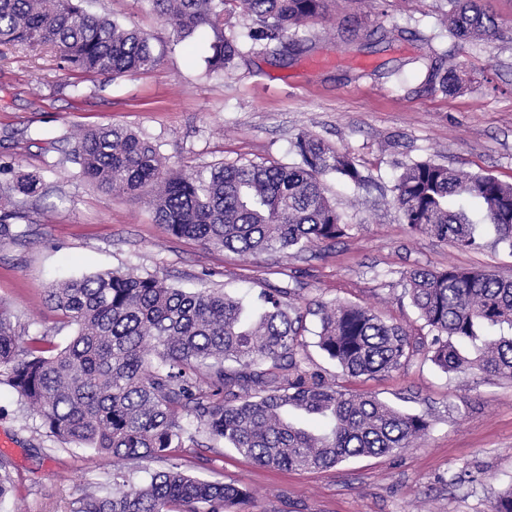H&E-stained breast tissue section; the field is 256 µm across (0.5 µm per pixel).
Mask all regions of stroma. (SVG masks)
Wrapping results in <instances>:
<instances>
[{"label": "stroma", "instance_id": "stroma-1", "mask_svg": "<svg viewBox=\"0 0 512 512\" xmlns=\"http://www.w3.org/2000/svg\"><path fill=\"white\" fill-rule=\"evenodd\" d=\"M83 6L153 35L165 53L155 68L108 78L65 68L49 49H0V165L42 176L39 192L14 205L19 236L0 242V308L26 335L67 344L75 328L47 304L48 286L109 270L156 274L187 291L291 288L299 306L361 304L416 335L422 322L405 272L453 265L512 277V250L496 244L492 227H481L480 250L461 251L411 232L392 202L404 166L421 160L512 183V0H486L501 31L491 43L451 37L448 0H337L328 21L308 23L282 54L257 45L215 73L205 63L210 29L179 42L152 0ZM438 60L459 75V88L423 85L425 66ZM111 124L188 172L288 164L297 136L311 132L353 157L365 178L324 180L351 229L282 261L173 236L145 200L78 176L75 136ZM318 329L307 315L306 352L329 379L425 416L429 428L414 447L323 470L264 468L221 443L177 448L174 457L194 475L247 488L244 512H492L512 484V380L447 374L419 358L353 379L324 357ZM1 438L13 491L0 512H75L85 495L112 486L111 458L49 436L5 384Z\"/></svg>", "mask_w": 512, "mask_h": 512}]
</instances>
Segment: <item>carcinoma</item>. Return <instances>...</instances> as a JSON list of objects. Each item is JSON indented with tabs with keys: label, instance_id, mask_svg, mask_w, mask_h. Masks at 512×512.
Instances as JSON below:
<instances>
[{
	"label": "carcinoma",
	"instance_id": "1",
	"mask_svg": "<svg viewBox=\"0 0 512 512\" xmlns=\"http://www.w3.org/2000/svg\"><path fill=\"white\" fill-rule=\"evenodd\" d=\"M83 0H0V45H50L68 68L114 78L156 66L162 53L135 27L88 13ZM332 0H153L183 40L213 33V70L242 56L224 37V5L253 20L249 38L277 44L310 21L327 20ZM448 33L459 41L492 42L499 26L483 0H448ZM424 81L450 91L457 75L426 68ZM299 161L285 165H222L190 174L169 170L157 149L124 127L94 128L73 147L79 176L109 191L146 197L155 222L174 236L242 256L286 258L328 245L350 230L325 195L323 179L358 184L351 157L316 135L295 142ZM42 185L37 172L0 178V241L16 237L13 202ZM394 205L413 233L481 246L479 224L512 249V184L451 171L430 161L404 167ZM404 290L431 339L409 334L349 302L315 300L317 345L349 378L397 370L417 356L446 374L478 370L512 380V278L450 266L415 268ZM48 302L76 326L59 349L45 337L23 339L0 309V382L25 401L51 436L86 446L123 468L148 459L167 467L145 484L113 473L112 492L81 499L76 512H230L248 502L234 483L206 480L173 461L171 449L198 444L197 433L228 443L254 463L284 470L328 469L354 457L399 453L426 434V418L363 391L329 381L304 352V314L295 291L262 292L251 307L222 289L185 292L155 274L105 271L65 280ZM316 416L313 433L293 415Z\"/></svg>",
	"mask_w": 512,
	"mask_h": 512
}]
</instances>
